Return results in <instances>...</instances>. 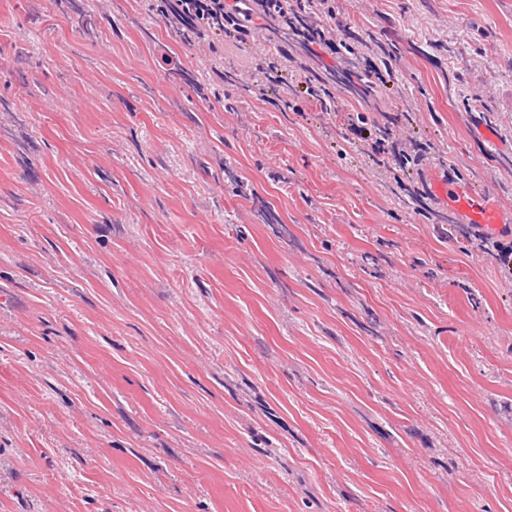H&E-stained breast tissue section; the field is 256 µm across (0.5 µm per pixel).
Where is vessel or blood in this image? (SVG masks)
I'll return each mask as SVG.
<instances>
[{
  "instance_id": "obj_1",
  "label": "vessel or blood",
  "mask_w": 512,
  "mask_h": 512,
  "mask_svg": "<svg viewBox=\"0 0 512 512\" xmlns=\"http://www.w3.org/2000/svg\"><path fill=\"white\" fill-rule=\"evenodd\" d=\"M430 191L447 205L459 223L474 225L478 231L491 233L512 223V211L492 203L481 190L463 187L445 178H436L431 182Z\"/></svg>"
}]
</instances>
